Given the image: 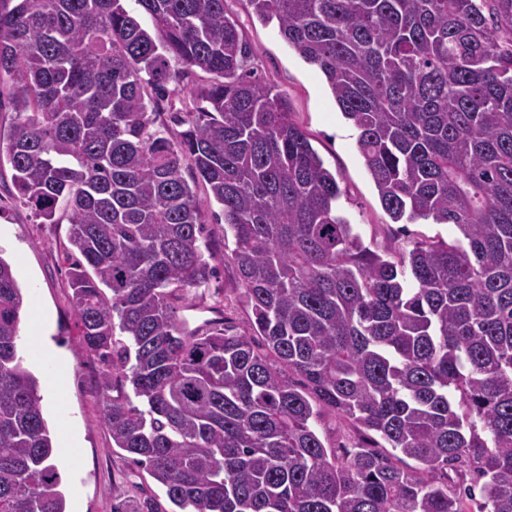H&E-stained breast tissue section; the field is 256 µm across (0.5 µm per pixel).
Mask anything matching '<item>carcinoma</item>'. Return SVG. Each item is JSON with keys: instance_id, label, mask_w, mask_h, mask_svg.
I'll return each instance as SVG.
<instances>
[{"instance_id": "carcinoma-1", "label": "carcinoma", "mask_w": 512, "mask_h": 512, "mask_svg": "<svg viewBox=\"0 0 512 512\" xmlns=\"http://www.w3.org/2000/svg\"><path fill=\"white\" fill-rule=\"evenodd\" d=\"M137 2L150 32L123 0H0V154L42 223L70 207L72 304L107 366L112 447L171 512H512V0H248L324 75L390 220L460 234L397 257L339 214L335 175L246 69L225 0ZM196 68L212 80L166 137L144 85L162 99ZM199 182L248 334L174 314L215 274ZM24 303L0 256V512H67L42 381L18 350ZM327 409L371 443L327 449Z\"/></svg>"}]
</instances>
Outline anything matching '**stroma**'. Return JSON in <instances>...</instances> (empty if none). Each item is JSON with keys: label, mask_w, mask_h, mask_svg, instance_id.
I'll return each instance as SVG.
<instances>
[{"label": "stroma", "mask_w": 512, "mask_h": 512, "mask_svg": "<svg viewBox=\"0 0 512 512\" xmlns=\"http://www.w3.org/2000/svg\"><path fill=\"white\" fill-rule=\"evenodd\" d=\"M225 7L250 45L251 70L287 96L297 125L335 172L341 189L340 211L355 224L364 246L378 251H404L418 239L450 242L458 238L459 233L451 224L391 223L357 150L358 131L339 111L322 74L288 48L276 24L259 21L247 0H226ZM209 79V74L196 72L188 78L186 86H171L169 94L160 100L157 125L166 136L176 137L180 131L174 116L191 106L189 86L207 83ZM12 174L10 164L1 159L0 254L14 268L25 293L27 315L46 316V336L69 360L60 400L48 395L42 399L49 427H56L59 418H69L78 437L73 454L60 451L55 457L62 488L69 495L68 512H112L116 500L132 497L165 500L164 488L148 473L127 462L122 450L113 447L100 409L98 380L104 365L95 353L76 348L79 328L64 260L68 247L67 204L59 202L57 223H41L18 198ZM219 210V205H212L205 208L202 216L203 242L218 275L197 290L192 299L179 304L176 316L193 327L222 317L244 331L248 328V312L230 251L224 246V221Z\"/></svg>", "instance_id": "obj_1"}]
</instances>
